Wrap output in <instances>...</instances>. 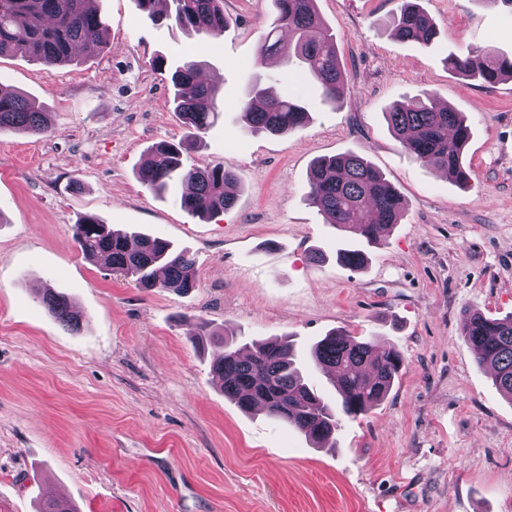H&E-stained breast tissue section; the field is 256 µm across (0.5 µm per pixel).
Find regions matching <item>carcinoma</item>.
Here are the masks:
<instances>
[{
	"label": "carcinoma",
	"mask_w": 512,
	"mask_h": 512,
	"mask_svg": "<svg viewBox=\"0 0 512 512\" xmlns=\"http://www.w3.org/2000/svg\"><path fill=\"white\" fill-rule=\"evenodd\" d=\"M94 0H0V56L23 53L47 68L72 61L83 44L102 43L104 23ZM276 17L262 37L256 65L283 53L279 32L286 31L285 62H296L304 77L315 82L324 100L343 96L346 72L334 34L318 17L315 0H273ZM140 10L154 21L172 20L207 42L223 35L228 26L224 0H171L169 11L154 10L155 0H137ZM395 34L407 41L430 44L437 35L432 19L411 0L393 18ZM448 70L464 80L493 87L512 78V58L492 49L448 52ZM199 64L186 61L171 74L174 111L183 125L200 133L219 116L217 89L200 83ZM241 108L247 131L282 134L309 120L301 102L288 94L273 97L261 81L249 89ZM388 129L401 140L415 160L441 168L448 180L461 186L470 180L461 148L471 140V127L461 112L435 103L425 93L408 103H395L385 112ZM47 113L13 88L0 84V130L14 129L40 135L48 131ZM166 154L157 168L140 169L141 182L156 192L177 178L186 185L179 198L186 212L205 218L231 209L236 201L233 171L217 165L185 169L182 144L156 147ZM309 204L326 223L358 240L336 250L339 264L358 269L367 261L361 245L379 241L385 228L399 223L404 206L397 189L367 160L340 154L316 160L309 174ZM75 240L87 257L102 256L112 271L134 278L138 287L188 292L195 287L192 258L174 252L170 243L138 233L114 230L87 217L75 227ZM42 304L68 329L79 328L80 318L66 297L50 288ZM462 336L473 348L478 363L491 371L504 395L512 399V315L493 318L478 311L465 313ZM404 360L391 346L371 339H356L332 331L305 352L283 340L253 341L238 346L224 340V351L214 357L212 372L224 396L245 412L263 411L296 427L309 440H330L344 417L355 418L381 402L393 386ZM334 376L338 398L331 403L309 383L308 367Z\"/></svg>",
	"instance_id": "carcinoma-1"
}]
</instances>
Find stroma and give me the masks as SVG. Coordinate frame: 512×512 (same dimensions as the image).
Listing matches in <instances>:
<instances>
[{
	"label": "stroma",
	"mask_w": 512,
	"mask_h": 512,
	"mask_svg": "<svg viewBox=\"0 0 512 512\" xmlns=\"http://www.w3.org/2000/svg\"><path fill=\"white\" fill-rule=\"evenodd\" d=\"M403 2L316 0L347 72L337 104L284 62L256 66L273 0H224L230 25L205 47L136 0H96L102 47L49 72L0 57V82L51 119L42 135L0 131V512H37L52 489L79 512H512V400L462 336L465 312L512 315V81L476 86L445 64L466 47L512 57V8L416 0L439 31L425 47L391 33ZM190 59L216 75L220 116L184 164L237 179L234 207L209 218L138 178L156 145L187 135L169 67ZM257 77L301 99L310 122L244 131ZM426 92L471 126L470 187L413 160L387 127L394 102ZM342 153L405 200L356 270L305 199L312 162ZM87 215L188 251L195 288L146 291L85 258L73 226ZM44 288L78 309V330L40 303ZM203 321L245 343L341 330L396 347L404 367L320 448L225 398Z\"/></svg>",
	"instance_id": "obj_1"
}]
</instances>
